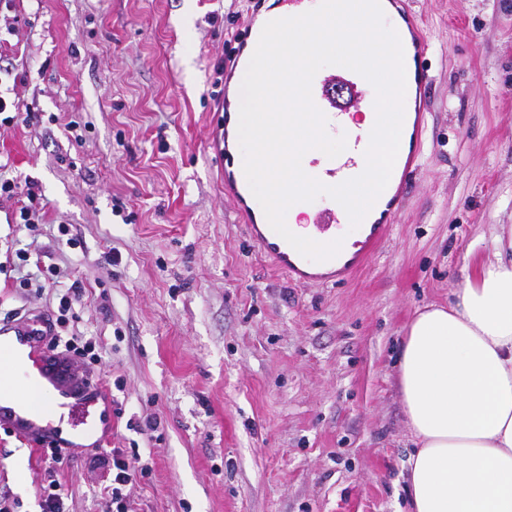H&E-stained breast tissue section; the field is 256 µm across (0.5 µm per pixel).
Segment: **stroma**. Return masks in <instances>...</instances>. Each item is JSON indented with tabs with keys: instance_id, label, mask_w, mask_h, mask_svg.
Masks as SVG:
<instances>
[{
	"instance_id": "stroma-1",
	"label": "stroma",
	"mask_w": 512,
	"mask_h": 512,
	"mask_svg": "<svg viewBox=\"0 0 512 512\" xmlns=\"http://www.w3.org/2000/svg\"><path fill=\"white\" fill-rule=\"evenodd\" d=\"M253 2L11 0L0 96L32 120L0 125V176L37 185L39 220L20 224L25 194L0 200V262L26 249L80 282L65 333L105 343L108 445L151 455L136 512H403V330L512 225V0H410L432 75L418 168L371 262L305 286L249 242L211 142L216 67ZM17 278L0 271V317L56 311L53 288ZM149 414L155 436L127 429ZM95 454L60 473L69 512H103ZM44 468L0 430L16 512H40Z\"/></svg>"
}]
</instances>
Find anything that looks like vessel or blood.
Segmentation results:
<instances>
[{"label":"vessel or blood","instance_id":"vessel-or-blood-1","mask_svg":"<svg viewBox=\"0 0 512 512\" xmlns=\"http://www.w3.org/2000/svg\"><path fill=\"white\" fill-rule=\"evenodd\" d=\"M387 2L400 13L410 35L404 54V113L408 127L406 139L399 146L390 182L378 198L383 208L380 220L365 225L360 236L344 244L334 258L326 261L307 259L272 229L261 205H249V184L243 165L237 162L234 151L224 153V193L234 201L250 239L274 266L299 284H336L358 272L387 240L417 167L425 132V92L430 84L426 39L408 0ZM332 81V75L318 73L312 98L325 114L329 126L333 127L342 121L347 108L333 96ZM368 145V139L350 136L346 149L338 157L316 168L318 180L335 186L350 179L364 164ZM346 220V211L327 207L307 225L305 235L320 243L335 240ZM52 333L49 318L41 313L0 319V359L4 360L11 378L10 385L0 389V427L27 441L33 449L39 450L50 444L70 453L76 451L78 445L64 437L54 418L55 407L67 408L68 422L79 432L96 420L104 430H111L112 420L98 410V401L103 395L100 385H90L79 393L49 373L46 368L47 340Z\"/></svg>","mask_w":512,"mask_h":512}]
</instances>
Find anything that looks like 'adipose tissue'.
<instances>
[{"mask_svg":"<svg viewBox=\"0 0 512 512\" xmlns=\"http://www.w3.org/2000/svg\"><path fill=\"white\" fill-rule=\"evenodd\" d=\"M447 305L405 327L408 512H512V225Z\"/></svg>","mask_w":512,"mask_h":512,"instance_id":"1","label":"adipose tissue"}]
</instances>
